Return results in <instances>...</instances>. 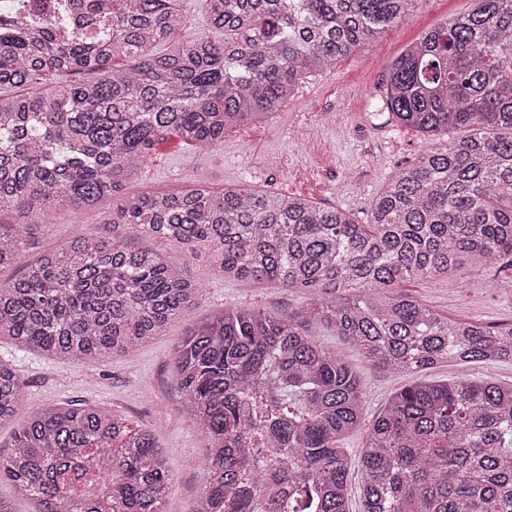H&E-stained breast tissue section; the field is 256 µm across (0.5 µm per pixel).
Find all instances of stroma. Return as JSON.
Returning a JSON list of instances; mask_svg holds the SVG:
<instances>
[{
    "label": "stroma",
    "mask_w": 512,
    "mask_h": 512,
    "mask_svg": "<svg viewBox=\"0 0 512 512\" xmlns=\"http://www.w3.org/2000/svg\"><path fill=\"white\" fill-rule=\"evenodd\" d=\"M476 5L477 0H416L405 20L388 27L375 42L338 58L329 69L306 74L278 112L228 129L219 147L188 145L168 136L149 152L134 193H173L199 183L220 190L244 181L258 190L327 203L365 221L373 198L402 166L422 148L441 149L459 136L452 130L429 140L375 115L374 97L391 63L425 32L471 12ZM111 208L108 199L92 211L53 202L38 223L23 225L28 244L23 261L35 260L76 235L106 234L108 227L98 223L97 216ZM157 247L171 262L186 265L190 278L204 289L201 303L162 336L130 354L80 365L17 350L5 340L0 342V356L12 361L24 383V411L86 402L123 416L132 427L150 430L166 448L174 475L167 512H193L203 483L207 443L183 407L176 380L178 348L190 330L226 308L252 307L285 315L299 309L306 297L271 285L223 280L206 261L187 260L176 243L161 241ZM502 277H512V261L476 260L440 277L406 281L398 291L451 319L512 323V295L493 286ZM311 330L323 346L347 362L366 388L362 425L343 441L354 459L364 444L367 426L390 395L419 379L490 376L512 383L509 363L448 362L421 375L381 372L322 325H312Z\"/></svg>",
    "instance_id": "stroma-1"
}]
</instances>
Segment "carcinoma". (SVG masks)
Here are the masks:
<instances>
[{"label":"carcinoma","mask_w":512,"mask_h":512,"mask_svg":"<svg viewBox=\"0 0 512 512\" xmlns=\"http://www.w3.org/2000/svg\"><path fill=\"white\" fill-rule=\"evenodd\" d=\"M106 31L57 33L0 19V270L47 204L115 207L129 233L74 236L0 281V340L82 364L128 354L200 301L185 269L138 240L175 241L226 280L308 295L282 317L226 309L177 352L178 389L208 448L195 512H349L352 462L340 441L366 393L325 349L319 318L365 361L417 373L438 363H512V325L452 320L382 289L469 259L512 255V0H478L391 65L378 112L423 150L371 204L365 224L307 198L195 185L136 195L148 151L168 134L216 147L232 125L279 110L300 77L323 71L405 19L415 0H203L211 35L168 45L183 0H74ZM127 58L125 70L114 62ZM54 73L93 81L47 85ZM24 384L0 358V425ZM362 512H512V384L458 379L394 393L358 460ZM34 512H165L173 473L146 429L88 404L33 411L0 450V478Z\"/></svg>","instance_id":"1"}]
</instances>
